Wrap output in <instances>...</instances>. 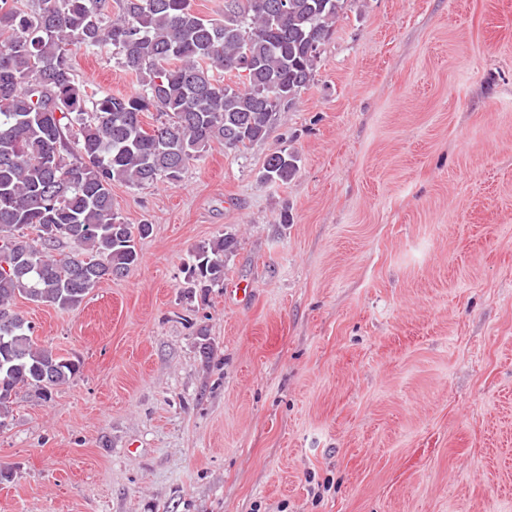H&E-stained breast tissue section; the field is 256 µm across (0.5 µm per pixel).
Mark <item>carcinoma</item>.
Instances as JSON below:
<instances>
[{
    "label": "carcinoma",
    "instance_id": "cac0c4a2",
    "mask_svg": "<svg viewBox=\"0 0 512 512\" xmlns=\"http://www.w3.org/2000/svg\"><path fill=\"white\" fill-rule=\"evenodd\" d=\"M277 2L224 0L214 19L192 0H119L114 17L107 0H0V420L18 389L47 398L80 372L37 345L15 299L74 309L139 263L136 238L152 225L119 219L112 182H176L214 144L241 154L314 84L347 0H288L283 15ZM80 49L112 50L141 90L88 93L74 75ZM243 62L242 85L224 82ZM297 171V153L279 147L259 179L286 184ZM65 241L78 251L58 252ZM236 245L232 233L199 245L189 282L224 281Z\"/></svg>",
    "mask_w": 512,
    "mask_h": 512
}]
</instances>
